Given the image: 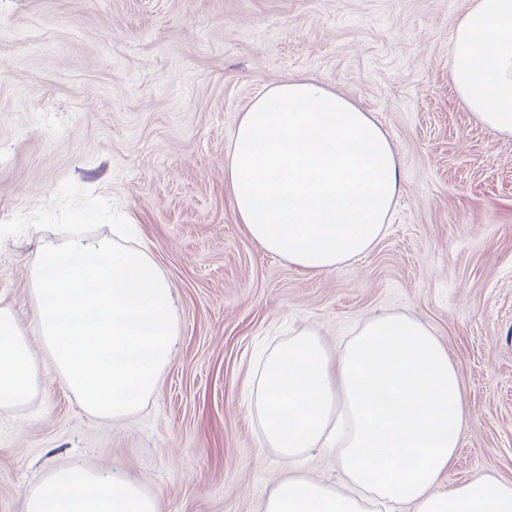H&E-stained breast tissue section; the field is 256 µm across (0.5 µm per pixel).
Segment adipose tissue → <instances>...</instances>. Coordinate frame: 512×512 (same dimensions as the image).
<instances>
[{
    "label": "adipose tissue",
    "instance_id": "1",
    "mask_svg": "<svg viewBox=\"0 0 512 512\" xmlns=\"http://www.w3.org/2000/svg\"><path fill=\"white\" fill-rule=\"evenodd\" d=\"M451 80L473 116L512 137V0H474L453 35ZM235 213L266 252L333 271L384 236L400 192L395 147L369 113L322 85L294 80L242 112L224 161ZM36 378L15 317L0 312V404ZM253 408L268 447L287 457L335 453L342 484L288 476L262 512H512V482H442L469 409L461 375L431 329L406 315L364 320L337 351L311 332L273 350ZM25 512H159L132 481L72 466L53 472Z\"/></svg>",
    "mask_w": 512,
    "mask_h": 512
}]
</instances>
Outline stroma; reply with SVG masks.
I'll list each match as a JSON object with an SVG mask.
<instances>
[{"label": "stroma", "mask_w": 512, "mask_h": 512, "mask_svg": "<svg viewBox=\"0 0 512 512\" xmlns=\"http://www.w3.org/2000/svg\"><path fill=\"white\" fill-rule=\"evenodd\" d=\"M472 0H0V222L67 178L111 199L172 285L176 343L125 419L88 414L51 367L32 272L63 235L0 240V311L38 375L0 406V512H24L54 471L136 481L161 512H259L275 482L335 485V454L265 447L250 413L260 356L317 332L337 349L362 321L420 319L463 377L470 411L453 486L512 481V138L478 123L449 73ZM292 79L328 86L392 139L401 194L381 241L313 273L239 224L224 159L241 112Z\"/></svg>", "instance_id": "stroma-1"}]
</instances>
